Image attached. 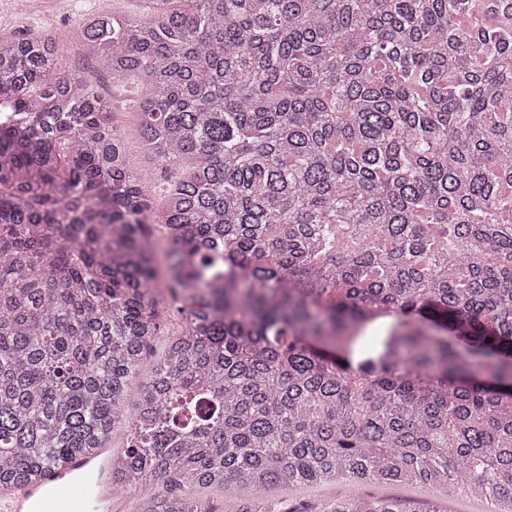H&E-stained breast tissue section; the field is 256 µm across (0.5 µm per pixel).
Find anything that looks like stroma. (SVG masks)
<instances>
[{
    "label": "stroma",
    "mask_w": 512,
    "mask_h": 512,
    "mask_svg": "<svg viewBox=\"0 0 512 512\" xmlns=\"http://www.w3.org/2000/svg\"><path fill=\"white\" fill-rule=\"evenodd\" d=\"M16 3L17 0H0V32L53 36L65 71L79 75L93 85L109 103L112 119L123 134L129 161L141 183L152 191L160 192L179 180L183 175L182 169L161 170L143 151L136 113L137 100L144 93L140 80L133 76L119 81L113 79L108 70L86 55L81 42L72 37L85 14L137 16L145 11L143 0H31L24 14L18 12ZM157 312L163 333L151 340L136 376L129 381L127 398L131 401L136 398L142 377L147 375L155 358L163 352L167 337L179 334L184 326L178 305L168 290H161L158 294ZM352 495L411 499L421 512H430L435 506L442 508L443 512H492L490 502L468 488L442 485L431 488L415 484L355 486L346 481L323 482L286 491L272 490L263 495L261 504L266 512H311L321 502Z\"/></svg>",
    "instance_id": "1"
}]
</instances>
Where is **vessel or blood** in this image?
Listing matches in <instances>:
<instances>
[{
    "label": "vessel or blood",
    "instance_id": "b4317fda",
    "mask_svg": "<svg viewBox=\"0 0 512 512\" xmlns=\"http://www.w3.org/2000/svg\"><path fill=\"white\" fill-rule=\"evenodd\" d=\"M82 479L74 483L65 473L49 470L44 487L21 486L0 492V512H51L55 502H62L66 512H92L99 504L102 512H112L116 494L107 473L105 460L78 459L72 464Z\"/></svg>",
    "mask_w": 512,
    "mask_h": 512
}]
</instances>
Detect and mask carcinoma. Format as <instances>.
<instances>
[{
  "label": "carcinoma",
  "mask_w": 512,
  "mask_h": 512,
  "mask_svg": "<svg viewBox=\"0 0 512 512\" xmlns=\"http://www.w3.org/2000/svg\"><path fill=\"white\" fill-rule=\"evenodd\" d=\"M145 2L76 34L146 87L147 155L188 164L155 216L56 40L0 33V490L123 422L138 512L328 478L512 512V0ZM164 287L185 328L128 410Z\"/></svg>",
  "instance_id": "cac0c4a2"
}]
</instances>
